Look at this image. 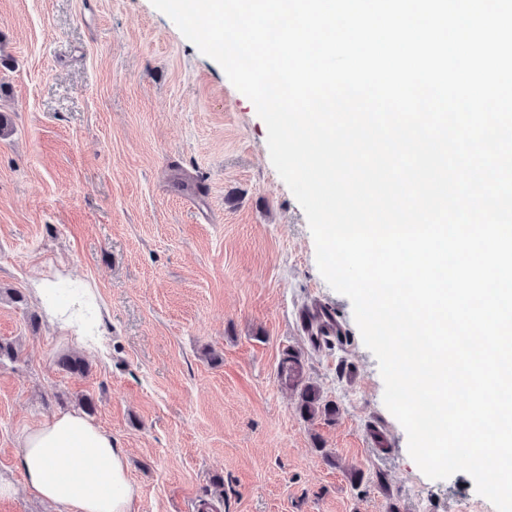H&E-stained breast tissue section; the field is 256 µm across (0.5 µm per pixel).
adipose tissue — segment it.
<instances>
[{
    "mask_svg": "<svg viewBox=\"0 0 512 512\" xmlns=\"http://www.w3.org/2000/svg\"><path fill=\"white\" fill-rule=\"evenodd\" d=\"M48 315L74 329L80 342L98 344V317L87 294L62 296L50 281L35 290ZM19 457L27 486L65 512H131L135 495L125 457L111 433L83 415L65 412L25 434Z\"/></svg>",
    "mask_w": 512,
    "mask_h": 512,
    "instance_id": "adipose-tissue-1",
    "label": "adipose tissue"
}]
</instances>
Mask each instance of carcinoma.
I'll list each match as a JSON object with an SVG mask.
<instances>
[{"instance_id": "1", "label": "carcinoma", "mask_w": 512, "mask_h": 512, "mask_svg": "<svg viewBox=\"0 0 512 512\" xmlns=\"http://www.w3.org/2000/svg\"><path fill=\"white\" fill-rule=\"evenodd\" d=\"M59 366L66 372L83 376L87 373L84 360L76 355H63ZM277 378L297 396V411L306 420L323 419L331 422L336 418V405L324 399L319 387L309 381L305 375L300 354L292 349L282 353L277 367Z\"/></svg>"}]
</instances>
